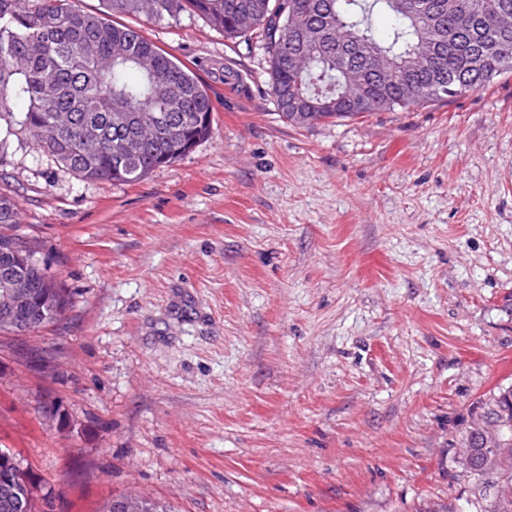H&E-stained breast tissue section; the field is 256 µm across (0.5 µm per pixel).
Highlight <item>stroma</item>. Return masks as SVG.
<instances>
[{"mask_svg": "<svg viewBox=\"0 0 512 512\" xmlns=\"http://www.w3.org/2000/svg\"><path fill=\"white\" fill-rule=\"evenodd\" d=\"M127 25L206 85L208 138L129 185L31 149L14 234L72 298L0 333V449L37 512H464L452 446L512 389V74L294 128L267 57L196 15Z\"/></svg>", "mask_w": 512, "mask_h": 512, "instance_id": "obj_1", "label": "stroma"}]
</instances>
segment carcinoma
Here are the masks:
<instances>
[{
    "instance_id": "1",
    "label": "carcinoma",
    "mask_w": 512,
    "mask_h": 512,
    "mask_svg": "<svg viewBox=\"0 0 512 512\" xmlns=\"http://www.w3.org/2000/svg\"><path fill=\"white\" fill-rule=\"evenodd\" d=\"M104 9L87 13L75 0H0V163L12 151L33 146L59 167L85 181L126 185L155 168L174 163L208 136L213 100L199 78L148 40L139 29L114 18L144 13V0H102ZM471 21L457 32L444 11L448 0H153L154 22L173 23L184 14L203 17L224 32L261 47L268 59L273 100L291 90L305 120L291 107H276L281 121L298 128L338 123L377 112L410 111L453 101L512 73V28L496 20L512 0H465ZM396 20L378 38L374 12ZM131 122H149L167 113L184 122L181 149L164 138L135 158H126L113 140L112 113ZM18 203L0 195V224L16 223ZM35 281L32 301L19 320L52 323L71 303L66 288L41 267L26 269ZM504 393L473 408L478 416L507 424L497 445L512 458V412L500 409ZM465 425L460 445L484 452L479 435ZM9 479L34 512L33 481L23 471L0 464V485ZM469 483L478 496L472 512H512V469L495 474L492 501L487 485ZM139 512H173L171 506L132 494Z\"/></svg>"
}]
</instances>
